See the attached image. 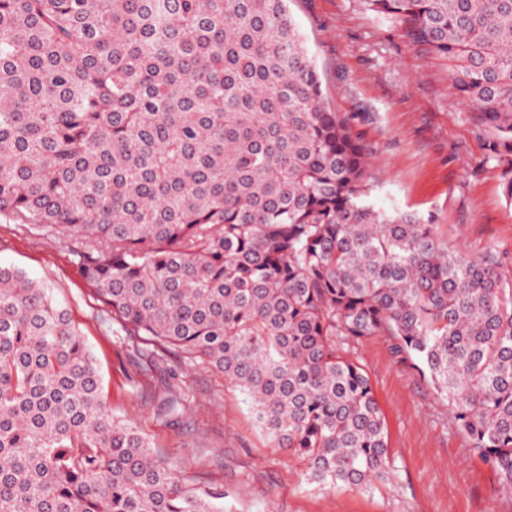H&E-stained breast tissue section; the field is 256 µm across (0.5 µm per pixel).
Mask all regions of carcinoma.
Instances as JSON below:
<instances>
[{
  "mask_svg": "<svg viewBox=\"0 0 512 512\" xmlns=\"http://www.w3.org/2000/svg\"><path fill=\"white\" fill-rule=\"evenodd\" d=\"M289 0H0V214L80 245L149 369L224 374L308 479L388 473L386 336L512 493V279L368 201ZM448 60L512 202V0H365ZM185 400L170 394L167 415ZM0 512H215L100 395L66 308L0 266Z\"/></svg>",
  "mask_w": 512,
  "mask_h": 512,
  "instance_id": "carcinoma-1",
  "label": "carcinoma"
}]
</instances>
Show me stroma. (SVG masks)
Masks as SVG:
<instances>
[{"mask_svg": "<svg viewBox=\"0 0 512 512\" xmlns=\"http://www.w3.org/2000/svg\"><path fill=\"white\" fill-rule=\"evenodd\" d=\"M330 108L353 114L374 157L373 201L433 216L449 247L508 253L512 204L488 137L464 104L448 63L365 0H290ZM0 265L51 288L88 345L114 421L133 425L186 486L223 491L220 512H512L493 469L470 455L446 403L381 337L348 349L369 376L387 427L392 473L356 487L310 481L307 467L272 447L240 391L221 373L183 368L177 356L147 371L109 310L80 275L76 246L49 227L0 215ZM176 389L181 417L162 399Z\"/></svg>", "mask_w": 512, "mask_h": 512, "instance_id": "1", "label": "stroma"}]
</instances>
